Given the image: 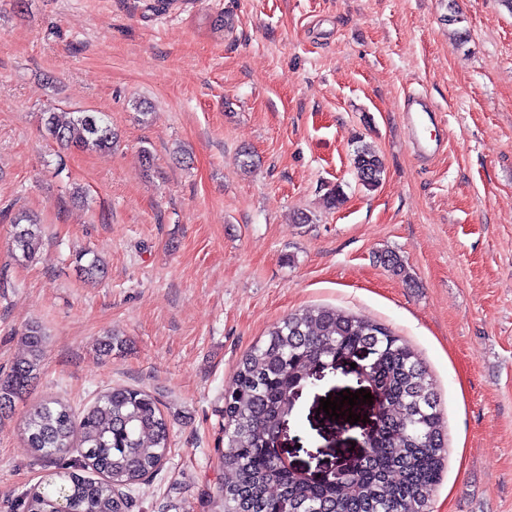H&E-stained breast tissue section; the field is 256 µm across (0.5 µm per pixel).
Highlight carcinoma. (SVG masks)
Masks as SVG:
<instances>
[{
  "label": "carcinoma",
  "instance_id": "carcinoma-1",
  "mask_svg": "<svg viewBox=\"0 0 512 512\" xmlns=\"http://www.w3.org/2000/svg\"><path fill=\"white\" fill-rule=\"evenodd\" d=\"M46 135L80 151H110L117 134L101 112L53 109L40 113ZM360 184L372 190L384 172L379 153L367 144L354 155ZM12 252L30 261L43 244L40 224L30 215L13 220ZM81 273L93 280L106 274L97 255L76 256ZM28 357L0 376V415L12 410L39 369L43 333H23ZM370 353L368 371L387 395L386 423L372 440L357 475L339 474L311 485L281 469L267 454L280 423L296 414L290 394L313 387L316 361L335 369L338 355ZM27 447L37 461L58 462L63 481L55 491H35L20 500L22 512H129L130 501L116 493L155 473L169 452L170 423L152 395L114 387L80 416L58 400L30 408L23 421ZM219 462L232 478L224 482V512H429L444 469L445 440L440 396L432 377L410 346L384 325L325 306L290 313L268 329L240 360L232 389L224 392V447ZM90 469L94 479L76 472Z\"/></svg>",
  "mask_w": 512,
  "mask_h": 512
}]
</instances>
